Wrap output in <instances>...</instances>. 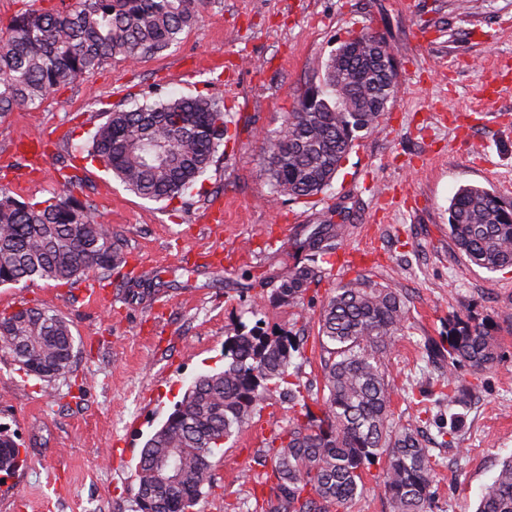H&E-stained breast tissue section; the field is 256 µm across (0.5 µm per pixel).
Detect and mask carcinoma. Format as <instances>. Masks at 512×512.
I'll return each instance as SVG.
<instances>
[{
    "mask_svg": "<svg viewBox=\"0 0 512 512\" xmlns=\"http://www.w3.org/2000/svg\"><path fill=\"white\" fill-rule=\"evenodd\" d=\"M205 0H73L70 8L19 15L0 37V116L33 109L57 87L74 84L105 60L134 62L177 43L201 17ZM392 54L381 38L362 32L341 43L324 64L319 85L298 95L280 128L258 135L268 197L299 203L327 189L361 133L378 128L397 93L396 72L382 60ZM87 154L141 197L182 198L201 178L228 135L224 105L206 95L170 98L132 110L105 113ZM82 182L41 201L0 188V285L37 281L72 284L94 272L106 279L124 261L120 236L102 223L91 203L74 196ZM331 207L318 224L291 239L305 262L281 276L272 296L304 302L321 281V263L335 253L347 225ZM448 231L468 261L489 271L512 267V205L489 189L464 185L451 198ZM404 297L368 275L336 288L319 317L322 394L299 380L293 359L302 343L293 332L270 336L241 325L224 342V370L197 377L183 400L147 441L134 473V512H190L212 488L219 441H228L268 406L271 394L294 409L288 428L268 441L274 482L262 512H328L366 490L365 468L385 455L381 484L390 512H431L436 473L419 437L421 415L397 422L387 353L409 322ZM0 342L26 375L66 376L74 338L57 311L21 307L0 313ZM448 364L439 400L454 409L477 385L457 368L477 375L500 363L496 339L484 325L459 322L448 347L427 345ZM19 448L0 432V473L19 465ZM176 460L174 478L159 464ZM477 512H512V457L480 496Z\"/></svg>",
    "mask_w": 512,
    "mask_h": 512,
    "instance_id": "carcinoma-1",
    "label": "carcinoma"
}]
</instances>
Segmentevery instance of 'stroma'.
<instances>
[{"label": "stroma", "mask_w": 512, "mask_h": 512, "mask_svg": "<svg viewBox=\"0 0 512 512\" xmlns=\"http://www.w3.org/2000/svg\"><path fill=\"white\" fill-rule=\"evenodd\" d=\"M363 31L393 49L394 103L324 193L304 204L266 200L258 132L279 128L331 52ZM488 84L500 90L490 103L480 93ZM198 94L223 104L231 138L184 199H144L79 151L105 112ZM33 141L48 155L38 175L24 163ZM71 174L122 235L124 262L101 282L0 286V312L57 310L75 345L69 378L57 380L25 375L0 345V428L27 460L0 482V512H130L146 441L194 378L223 370L224 342L240 325L271 336L303 328L295 363L319 391V313L360 274L397 288L410 309L386 358L398 420L413 412L409 395L433 390L448 372L425 343L447 342L465 319L497 340L504 361L482 373L451 446L434 442L447 405L426 401L432 512H474L512 456V268L470 264L448 234V205L468 184L512 202V0H207L167 50L108 60L38 108L0 117V185L40 200ZM331 203L348 226L336 262L304 307L274 300L258 277L301 261L288 240ZM96 284L106 294L92 304L85 288ZM289 415L284 404L266 409L217 450L213 488L196 512H261L260 481L272 470L266 442Z\"/></svg>", "instance_id": "stroma-1"}]
</instances>
